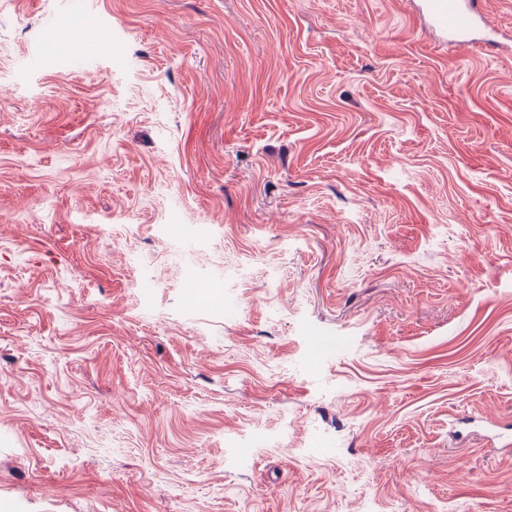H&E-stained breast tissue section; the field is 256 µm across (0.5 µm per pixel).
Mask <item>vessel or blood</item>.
<instances>
[{"label": "vessel or blood", "mask_w": 512, "mask_h": 512, "mask_svg": "<svg viewBox=\"0 0 512 512\" xmlns=\"http://www.w3.org/2000/svg\"><path fill=\"white\" fill-rule=\"evenodd\" d=\"M483 0H422L426 26L438 33L444 45L465 49L475 43L482 20Z\"/></svg>", "instance_id": "obj_1"}]
</instances>
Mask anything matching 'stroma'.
<instances>
[{
  "instance_id": "35a3bbf8",
  "label": "stroma",
  "mask_w": 512,
  "mask_h": 512,
  "mask_svg": "<svg viewBox=\"0 0 512 512\" xmlns=\"http://www.w3.org/2000/svg\"><path fill=\"white\" fill-rule=\"evenodd\" d=\"M487 11L0 0V512H512ZM483 0H422L421 12L426 26L438 33L445 46L465 49L478 40L491 51L499 47L492 38L477 39V32L482 21Z\"/></svg>"
}]
</instances>
